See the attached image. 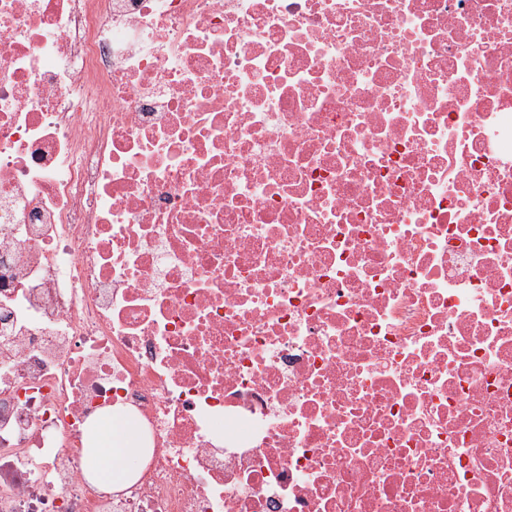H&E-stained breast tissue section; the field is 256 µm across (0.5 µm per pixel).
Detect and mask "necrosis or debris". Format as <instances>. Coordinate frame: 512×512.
I'll return each instance as SVG.
<instances>
[{"label":"necrosis or debris","instance_id":"necrosis-or-debris-1","mask_svg":"<svg viewBox=\"0 0 512 512\" xmlns=\"http://www.w3.org/2000/svg\"><path fill=\"white\" fill-rule=\"evenodd\" d=\"M0 512H512V0H0ZM143 435L135 418L116 413L101 419L86 448L87 474L109 491L119 490L137 479L142 461Z\"/></svg>","mask_w":512,"mask_h":512}]
</instances>
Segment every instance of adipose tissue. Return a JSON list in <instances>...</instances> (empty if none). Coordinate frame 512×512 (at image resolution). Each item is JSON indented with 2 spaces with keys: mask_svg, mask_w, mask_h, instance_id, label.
Instances as JSON below:
<instances>
[{
  "mask_svg": "<svg viewBox=\"0 0 512 512\" xmlns=\"http://www.w3.org/2000/svg\"><path fill=\"white\" fill-rule=\"evenodd\" d=\"M143 435L133 416L115 414L101 419L91 434L86 451L89 477L107 490L116 491L137 479Z\"/></svg>",
  "mask_w": 512,
  "mask_h": 512,
  "instance_id": "ef3b65f1",
  "label": "adipose tissue"
}]
</instances>
